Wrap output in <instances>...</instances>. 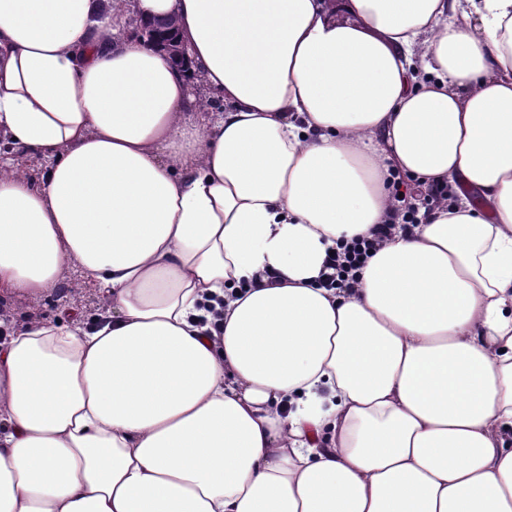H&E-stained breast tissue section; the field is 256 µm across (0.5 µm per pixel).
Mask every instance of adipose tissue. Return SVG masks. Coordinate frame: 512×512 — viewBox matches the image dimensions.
Here are the masks:
<instances>
[{"label": "adipose tissue", "instance_id": "obj_1", "mask_svg": "<svg viewBox=\"0 0 512 512\" xmlns=\"http://www.w3.org/2000/svg\"><path fill=\"white\" fill-rule=\"evenodd\" d=\"M68 269L93 323L0 330V512H512V0H0V292ZM165 22L168 21L153 20L142 24L139 23L138 29H140L142 34L148 35L157 49L168 55L174 66L183 68L187 66L188 61L186 52L179 40H177L174 26L171 23L166 24ZM150 32H161L164 33V35L163 37L155 38ZM392 229V225L379 224L373 239L358 238L351 243L339 244L338 250L326 259L322 273L324 287L349 288L355 273L373 255L380 239L390 234Z\"/></svg>", "mask_w": 512, "mask_h": 512}]
</instances>
